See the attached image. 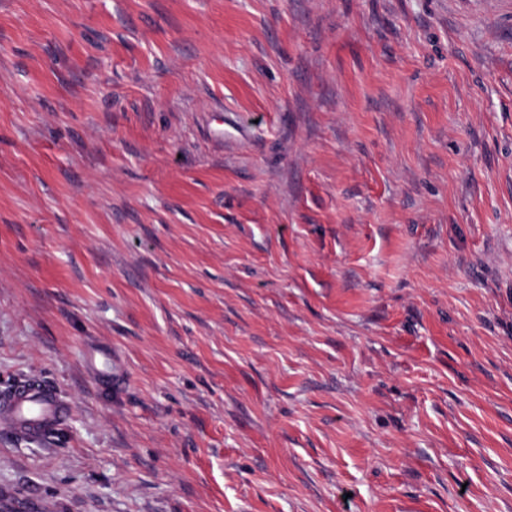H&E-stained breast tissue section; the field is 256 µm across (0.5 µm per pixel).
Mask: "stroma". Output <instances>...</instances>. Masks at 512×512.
<instances>
[{
	"label": "stroma",
	"mask_w": 512,
	"mask_h": 512,
	"mask_svg": "<svg viewBox=\"0 0 512 512\" xmlns=\"http://www.w3.org/2000/svg\"><path fill=\"white\" fill-rule=\"evenodd\" d=\"M24 512H512V0H0ZM39 404L41 412L33 411ZM69 409L50 389L41 385L21 386L12 391L1 393L0 417L21 433L46 432L48 423H57L64 419Z\"/></svg>",
	"instance_id": "35a3bbf8"
}]
</instances>
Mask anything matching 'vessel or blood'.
Masks as SVG:
<instances>
[{"mask_svg":"<svg viewBox=\"0 0 512 512\" xmlns=\"http://www.w3.org/2000/svg\"><path fill=\"white\" fill-rule=\"evenodd\" d=\"M67 414V407L47 388L21 386L0 394V420L21 433L44 431L47 424L58 422Z\"/></svg>","mask_w":512,"mask_h":512,"instance_id":"vessel-or-blood-1","label":"vessel or blood"}]
</instances>
